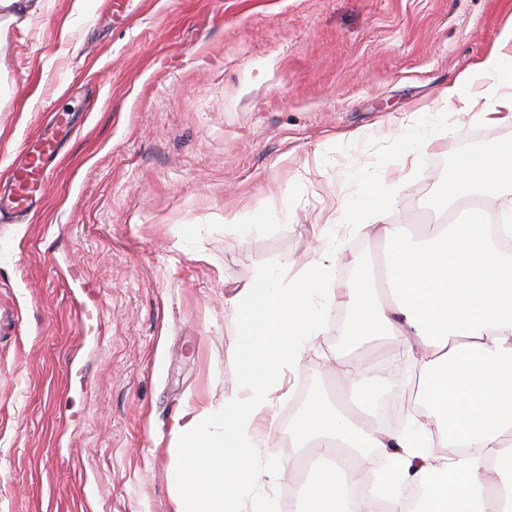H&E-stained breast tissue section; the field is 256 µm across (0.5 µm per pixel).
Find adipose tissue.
Listing matches in <instances>:
<instances>
[{
	"label": "adipose tissue",
	"mask_w": 512,
	"mask_h": 512,
	"mask_svg": "<svg viewBox=\"0 0 512 512\" xmlns=\"http://www.w3.org/2000/svg\"><path fill=\"white\" fill-rule=\"evenodd\" d=\"M428 121L400 122L398 142L410 156L447 128L449 114L472 113L487 124H512V28L456 83L441 90ZM355 193L318 229L319 253L303 281L280 265H262L235 296L234 339L227 355L240 367L241 394L184 410L173 424L167 478L173 512H275L255 495L262 475L287 471L261 458L260 420L270 415L287 372L322 333L335 304L336 238L344 225L363 231L398 197L402 181L375 170L347 173ZM446 201L512 190V141L460 158L445 176ZM470 209L461 224H389L382 278L346 286L352 318L348 356L336 366L350 390L379 391L352 351L381 335L401 337L419 392L401 430L363 426L348 405L309 398L288 437L314 450L318 463L303 485L309 512H330L336 496L373 477L375 490L350 496L347 512H408L407 489H421V512H512V260L500 256ZM455 447L444 455V447ZM393 448L390 471L369 473V451Z\"/></svg>",
	"instance_id": "adipose-tissue-1"
}]
</instances>
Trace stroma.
<instances>
[{
    "label": "stroma",
    "mask_w": 512,
    "mask_h": 512,
    "mask_svg": "<svg viewBox=\"0 0 512 512\" xmlns=\"http://www.w3.org/2000/svg\"><path fill=\"white\" fill-rule=\"evenodd\" d=\"M44 0L0 46V187L24 142L70 114L35 211L0 217V512H173L174 418L240 387L229 300L262 264L302 279L342 174L404 178L385 224L433 223L440 173L512 140L449 116L408 177L398 123L512 25V0ZM265 224L263 232L249 224ZM337 283L384 238L342 228ZM336 319L288 375L261 454L334 382ZM405 373L384 336L357 353Z\"/></svg>",
    "instance_id": "1"
}]
</instances>
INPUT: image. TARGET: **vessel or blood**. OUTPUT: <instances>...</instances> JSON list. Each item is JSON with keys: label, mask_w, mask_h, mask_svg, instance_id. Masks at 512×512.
Instances as JSON below:
<instances>
[{"label": "vessel or blood", "mask_w": 512, "mask_h": 512, "mask_svg": "<svg viewBox=\"0 0 512 512\" xmlns=\"http://www.w3.org/2000/svg\"><path fill=\"white\" fill-rule=\"evenodd\" d=\"M56 139L43 137L27 145L19 154L9 175V195L0 201V211L28 212L41 195L51 174V165L58 153Z\"/></svg>", "instance_id": "b4317fda"}]
</instances>
